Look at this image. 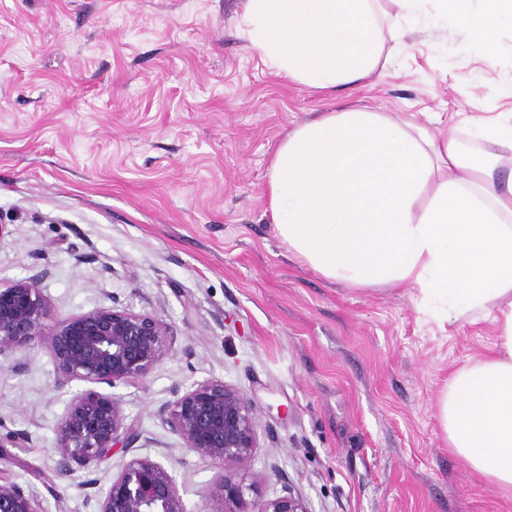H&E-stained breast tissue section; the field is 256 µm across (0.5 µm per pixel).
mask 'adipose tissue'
I'll return each instance as SVG.
<instances>
[{
	"mask_svg": "<svg viewBox=\"0 0 512 512\" xmlns=\"http://www.w3.org/2000/svg\"><path fill=\"white\" fill-rule=\"evenodd\" d=\"M248 0L244 34L277 76L319 89L382 74L424 0ZM446 21L489 35L512 0H438ZM490 143L466 155L459 124L439 134L365 108L296 124L269 168L271 219L315 272L359 289L400 285L447 305L448 321L492 319L496 342L456 369L437 399L448 446L512 496V122L471 123Z\"/></svg>",
	"mask_w": 512,
	"mask_h": 512,
	"instance_id": "ef3b65f1",
	"label": "adipose tissue"
}]
</instances>
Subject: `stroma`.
Here are the masks:
<instances>
[{"instance_id":"1","label":"stroma","mask_w":512,"mask_h":512,"mask_svg":"<svg viewBox=\"0 0 512 512\" xmlns=\"http://www.w3.org/2000/svg\"><path fill=\"white\" fill-rule=\"evenodd\" d=\"M247 0H0V283L48 266L56 315L118 301L161 317L172 352L142 381L98 385L164 464L188 512L218 469L158 419L173 384L210 377L258 409L243 471L251 504L289 485L309 512H512L448 448L437 399L495 342L487 321H442L412 290H361L289 253L268 210L273 154L295 123L363 106L512 118V22L486 38L426 0L373 85L282 80L241 36ZM0 361V425L20 434L13 478L43 512H88L56 470L58 385L39 343Z\"/></svg>"}]
</instances>
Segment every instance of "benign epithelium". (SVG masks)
<instances>
[{
    "instance_id": "7a95c632",
    "label": "benign epithelium",
    "mask_w": 512,
    "mask_h": 512,
    "mask_svg": "<svg viewBox=\"0 0 512 512\" xmlns=\"http://www.w3.org/2000/svg\"><path fill=\"white\" fill-rule=\"evenodd\" d=\"M46 269L0 286V359L33 342L43 345L59 383L132 384L146 377L173 349L163 319L116 304L85 313L54 314L42 288ZM157 415L184 447L219 469V478L201 492L208 512H248L240 471L258 448L257 409L245 394L220 378L174 385ZM136 430L125 423L121 399L89 389L76 394L56 426L57 472L71 476L96 470L113 449L128 448ZM17 437L0 434V512H42L38 499L7 476ZM87 499L96 512H187L175 476L148 456H135L113 474L109 485ZM257 512H308L291 489L267 498Z\"/></svg>"
}]
</instances>
